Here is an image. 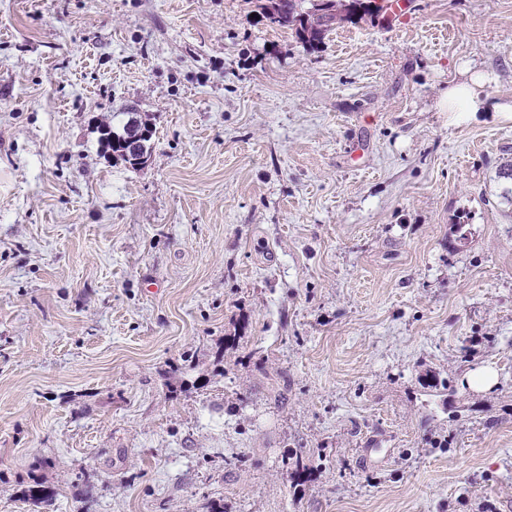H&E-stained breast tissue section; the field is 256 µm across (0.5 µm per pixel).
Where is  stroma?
Listing matches in <instances>:
<instances>
[{
	"mask_svg": "<svg viewBox=\"0 0 512 512\" xmlns=\"http://www.w3.org/2000/svg\"><path fill=\"white\" fill-rule=\"evenodd\" d=\"M265 2L0 0V512H512V0ZM296 1L290 11L283 12L282 0H269V4L262 7V18L272 28H289L295 30L296 36L310 49H318L326 33L338 21L345 20L344 16L351 17L347 11V4L353 0H329L328 7L320 10L304 11L301 0ZM298 8L299 10H297ZM299 17V18H298ZM307 33V35H305ZM490 75L473 72L466 81L448 86L436 105L440 112H482L488 105L489 97L484 95V86L490 82ZM124 114L127 115L128 118H127L126 122L122 125L121 129L123 130V128L125 126H127V128L125 129L123 134L119 135L118 137L115 135L112 136V138L114 140V144H116L118 147L121 148L120 153H123L126 157H131L140 152V146L142 145V138L148 136V138L145 140V147H144L145 153L147 155V161H148V159H150V157H151L150 142L154 135L153 128L151 127V125H149V123H147L146 121L143 122L142 119L139 118L138 112H125ZM133 118H135L136 119L135 121L138 122L139 125L142 127H140L136 124H133V123L128 124L129 121H131ZM143 127L147 128L149 134ZM102 128L109 129L112 132H117V131H114V128H112L110 125H103ZM120 132H117V133H120Z\"/></svg>",
	"mask_w": 512,
	"mask_h": 512,
	"instance_id": "1",
	"label": "stroma"
}]
</instances>
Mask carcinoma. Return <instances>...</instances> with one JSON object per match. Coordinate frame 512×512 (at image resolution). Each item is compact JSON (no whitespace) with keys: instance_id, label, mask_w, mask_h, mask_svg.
I'll list each match as a JSON object with an SVG mask.
<instances>
[{"instance_id":"1","label":"carcinoma","mask_w":512,"mask_h":512,"mask_svg":"<svg viewBox=\"0 0 512 512\" xmlns=\"http://www.w3.org/2000/svg\"><path fill=\"white\" fill-rule=\"evenodd\" d=\"M350 0H330L328 7L320 10L304 11L301 9V0L292 5L294 12L283 11V0H269L262 7V18L272 28H289L295 31L296 36L311 50H315L322 43L326 33L337 22L344 20L348 15L347 4ZM27 497L35 504L50 506L55 493H49L37 483L28 488Z\"/></svg>"}]
</instances>
